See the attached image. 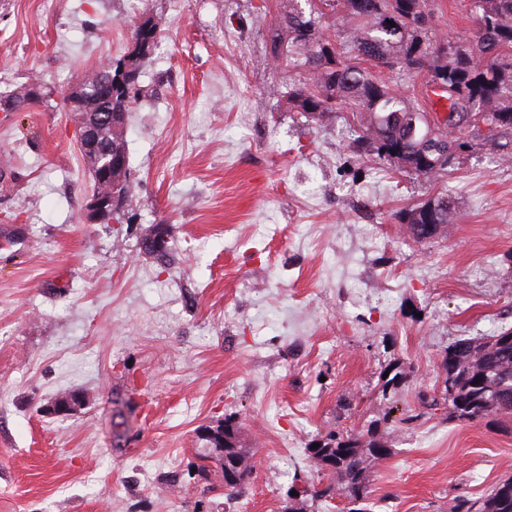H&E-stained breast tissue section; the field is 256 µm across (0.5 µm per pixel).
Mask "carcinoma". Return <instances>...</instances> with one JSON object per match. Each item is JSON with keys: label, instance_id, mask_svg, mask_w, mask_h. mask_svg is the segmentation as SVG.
Segmentation results:
<instances>
[{"label": "carcinoma", "instance_id": "carcinoma-1", "mask_svg": "<svg viewBox=\"0 0 512 512\" xmlns=\"http://www.w3.org/2000/svg\"><path fill=\"white\" fill-rule=\"evenodd\" d=\"M309 9L299 0H284L282 13L269 32L272 57L300 58L306 78L288 92L290 109L313 121L335 119L349 107L359 115L360 132L356 148L376 159H382L386 144L377 142L376 129L397 137L398 128L391 117L416 113L419 108L395 92L377 71L396 68L408 75L427 71L429 79H439L456 94L457 111L498 114L495 137H512V0H474L478 11L473 40L466 46L443 45L428 36L424 0H306ZM329 8L339 13L355 27L353 57L347 59L335 53L336 68L325 70V46L331 44L322 30V19ZM140 97L138 81L121 88L113 104L119 112H128ZM461 118L448 119L446 143L464 146L468 152L479 145L481 138L467 134L466 140L454 135L464 129ZM431 208L434 221L449 223L453 202L446 195L431 196L400 212L399 223L416 222L415 210ZM169 225L155 224L148 238L159 244H145L146 252L158 257L167 253ZM500 344L499 361L495 365L482 361L483 349ZM467 353L459 356L457 364L440 367L436 387L440 394L427 392L418 395L422 405L431 410L448 407V418L459 422L504 424L512 420V328L495 335L464 338L448 347L457 353L460 345ZM382 380L381 394L388 399L398 386L407 383L410 371L393 364ZM389 420L388 415L376 420L359 432L331 431L314 440L315 449H307L308 458L316 470H328L336 476V494L346 503L343 512H372L369 498L368 472L390 454L386 442L377 433V424ZM224 448V488L227 495L240 496L250 484L253 471L249 452L239 444V425L224 419L223 435L210 441L209 453L219 455ZM331 492L309 484L292 487L282 512H306L307 501H317ZM452 512H512V479L496 484L478 498L460 497Z\"/></svg>", "mask_w": 512, "mask_h": 512}]
</instances>
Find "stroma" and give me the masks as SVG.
I'll return each instance as SVG.
<instances>
[{
    "instance_id": "obj_1",
    "label": "stroma",
    "mask_w": 512,
    "mask_h": 512,
    "mask_svg": "<svg viewBox=\"0 0 512 512\" xmlns=\"http://www.w3.org/2000/svg\"><path fill=\"white\" fill-rule=\"evenodd\" d=\"M283 0H0V512H281L294 481L327 485L311 440L387 411L380 374L410 366L416 407L462 336L512 327V161L484 142L437 181L355 154L358 119L288 107L299 68L265 39ZM429 33L466 44L472 0H427ZM157 29L127 127L136 205L85 220L91 181L71 87ZM442 113L425 74L383 71ZM433 240L399 211L434 194ZM168 224L166 257L143 252ZM87 403L46 414L69 393ZM252 454L245 495L200 461L225 418ZM380 512H451L512 479V428L433 415L381 423ZM441 203H445V207H440ZM431 208L434 212V220L433 223L437 224H428L429 222H425L423 219L420 220L421 224H427L428 232L426 233L427 237L434 238L441 231V225L439 224H448L450 220V216L452 214L453 202L448 199V195H436L431 196L414 204L412 207L408 209H404L400 212L399 223L405 224L406 227H411L412 223L416 222L415 210L418 208Z\"/></svg>"
}]
</instances>
